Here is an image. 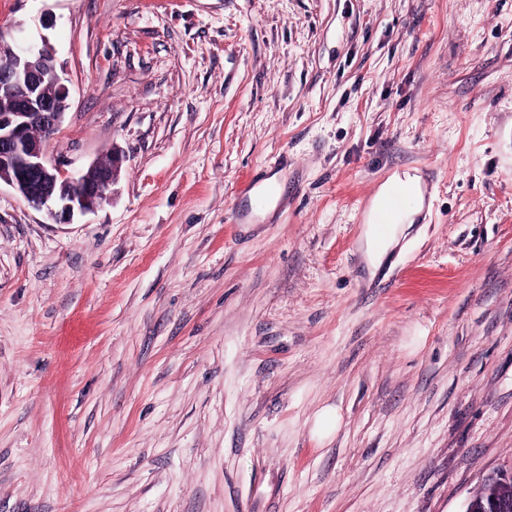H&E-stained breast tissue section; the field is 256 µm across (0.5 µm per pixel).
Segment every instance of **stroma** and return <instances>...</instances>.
I'll use <instances>...</instances> for the list:
<instances>
[{"label": "stroma", "mask_w": 512, "mask_h": 512, "mask_svg": "<svg viewBox=\"0 0 512 512\" xmlns=\"http://www.w3.org/2000/svg\"><path fill=\"white\" fill-rule=\"evenodd\" d=\"M20 31L50 161L124 160L69 224L0 187V512H464L512 467V0H0ZM399 183L412 189L418 199L415 208L403 212L414 203V196L401 187H394L388 199V216L381 218L377 223L380 225L381 231H385L387 226L391 224L389 230L385 234H379L375 224H366L364 238L365 249L363 251L367 268L376 269L381 265L388 251L392 246L398 243L399 237L413 224L415 216L420 211L423 201V191L421 186V177L414 173H404L402 176L395 175L391 181L382 185L378 193L373 197L369 206V219L372 221L374 214L383 206L388 189L391 184ZM401 214L397 224L391 223V218Z\"/></svg>", "instance_id": "stroma-1"}]
</instances>
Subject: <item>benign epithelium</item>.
Listing matches in <instances>:
<instances>
[{
    "instance_id": "1",
    "label": "benign epithelium",
    "mask_w": 512,
    "mask_h": 512,
    "mask_svg": "<svg viewBox=\"0 0 512 512\" xmlns=\"http://www.w3.org/2000/svg\"><path fill=\"white\" fill-rule=\"evenodd\" d=\"M0 51L9 56L0 68V183L69 224L108 198L123 155L113 147L76 173L52 166L46 145L64 122L70 95L52 48L44 38L36 44L22 35L8 44L0 35ZM466 512H512V470L485 479Z\"/></svg>"
}]
</instances>
